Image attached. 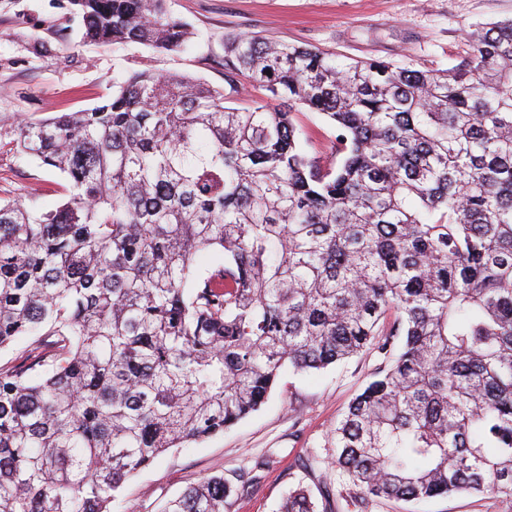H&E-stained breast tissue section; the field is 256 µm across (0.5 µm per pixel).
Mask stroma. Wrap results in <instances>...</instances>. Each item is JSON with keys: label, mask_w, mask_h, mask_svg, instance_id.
<instances>
[{"label": "stroma", "mask_w": 512, "mask_h": 512, "mask_svg": "<svg viewBox=\"0 0 512 512\" xmlns=\"http://www.w3.org/2000/svg\"><path fill=\"white\" fill-rule=\"evenodd\" d=\"M166 6L193 31L177 52L84 41L70 0H0L1 200L34 195L47 207L62 200V176L17 153V122L93 108L145 70L225 89L224 46L235 35L448 70L467 55L472 26L512 18V0H167ZM380 362L368 349L321 371L284 370L257 412L159 457L125 483L112 512H160L165 501L216 474L233 487L226 512H280L300 486L312 493L317 512H505L491 492L418 504L367 496L337 467L332 430Z\"/></svg>", "instance_id": "obj_1"}]
</instances>
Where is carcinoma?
I'll list each match as a JSON object with an SVG mask.
<instances>
[{
  "label": "carcinoma",
  "instance_id": "carcinoma-1",
  "mask_svg": "<svg viewBox=\"0 0 512 512\" xmlns=\"http://www.w3.org/2000/svg\"><path fill=\"white\" fill-rule=\"evenodd\" d=\"M84 38L181 49L164 0H71ZM452 71L230 38L246 107L143 71L104 103L23 121L16 147L66 180L54 209L0 203V512H112L171 448L257 411L285 367L377 342L334 428L336 464L402 501L512 504V19ZM336 129L309 156L296 108ZM223 253L201 274L196 256ZM213 475L162 512H224ZM282 512H315L289 494ZM269 97V99H267ZM231 102H227L226 105L243 107L251 103L252 100H267L272 107H277L279 101L270 99V94L261 89H255L250 86L246 81H242L238 94H234L231 98Z\"/></svg>",
  "mask_w": 512,
  "mask_h": 512
}]
</instances>
